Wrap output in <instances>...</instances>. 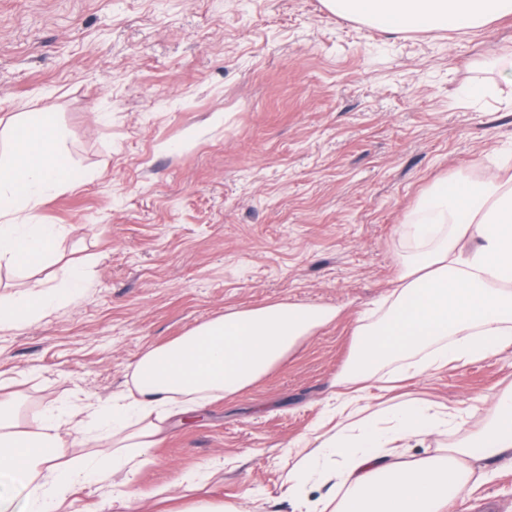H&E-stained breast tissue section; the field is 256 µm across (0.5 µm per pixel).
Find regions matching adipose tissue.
I'll use <instances>...</instances> for the list:
<instances>
[{"instance_id": "adipose-tissue-1", "label": "adipose tissue", "mask_w": 512, "mask_h": 512, "mask_svg": "<svg viewBox=\"0 0 512 512\" xmlns=\"http://www.w3.org/2000/svg\"><path fill=\"white\" fill-rule=\"evenodd\" d=\"M336 16L388 33L472 31L512 16V0H324ZM0 161V261L34 266L62 229L35 224L47 196L84 174L64 162L52 112L14 122ZM408 245L375 316L351 326L349 358L331 383L336 408L289 442L294 466L285 497L292 512H447L472 488L478 457L512 458V384L500 388L483 425L463 432L458 415L419 398L370 405L378 381L416 379L448 365L512 350V175L440 181L401 227ZM86 274L70 267L61 285L30 283L0 300V330L20 327L62 296L80 293ZM340 310L279 301L229 308L136 362L127 392L86 406L79 419L45 414L23 427L0 395V512H62L72 489L129 484L132 449L147 452L173 419L229 399L280 368ZM446 438L414 456L412 441Z\"/></svg>"}]
</instances>
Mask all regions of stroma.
<instances>
[{"label":"stroma","mask_w":512,"mask_h":512,"mask_svg":"<svg viewBox=\"0 0 512 512\" xmlns=\"http://www.w3.org/2000/svg\"><path fill=\"white\" fill-rule=\"evenodd\" d=\"M508 50L512 20L391 34L322 0H0V117L56 113L86 174L35 213L63 228L55 258L0 265L6 294L89 271L80 295L0 332L21 423L126 392L147 350L227 307L343 311L236 399L174 422L128 487L77 491L74 512H155L161 489L290 512L285 448L332 404L349 323L399 267L398 224L437 180L512 158V87L481 65ZM511 382L501 355L405 391L470 429ZM448 512H512V465L488 462Z\"/></svg>","instance_id":"stroma-1"}]
</instances>
